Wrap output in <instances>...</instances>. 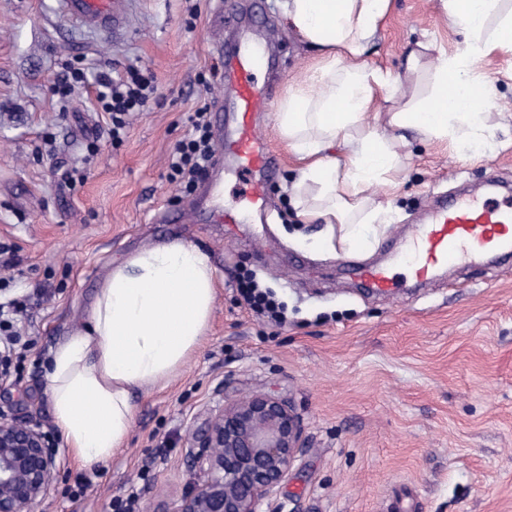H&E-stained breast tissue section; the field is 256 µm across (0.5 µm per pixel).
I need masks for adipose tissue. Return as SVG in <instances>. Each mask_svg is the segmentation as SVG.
Listing matches in <instances>:
<instances>
[{
  "instance_id": "ef3b65f1",
  "label": "adipose tissue",
  "mask_w": 512,
  "mask_h": 512,
  "mask_svg": "<svg viewBox=\"0 0 512 512\" xmlns=\"http://www.w3.org/2000/svg\"><path fill=\"white\" fill-rule=\"evenodd\" d=\"M439 2L445 20L462 26V47L436 49L424 61L410 52L398 75L364 60L392 0H277L285 25L318 54L274 115L299 162L288 203L296 223L327 225L342 248L390 223V207L375 196L396 186L411 137L467 157L494 136L482 110L492 88L479 65L493 53H512V10H503L502 0ZM423 70L431 75L427 96L394 101L395 87ZM384 102L390 111H381ZM216 280L209 255L192 243L138 248L111 265L82 325L50 349L45 383L53 423L82 467H99L120 452L137 393L167 382L199 350Z\"/></svg>"
}]
</instances>
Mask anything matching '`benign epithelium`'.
Masks as SVG:
<instances>
[{
  "label": "benign epithelium",
  "mask_w": 512,
  "mask_h": 512,
  "mask_svg": "<svg viewBox=\"0 0 512 512\" xmlns=\"http://www.w3.org/2000/svg\"><path fill=\"white\" fill-rule=\"evenodd\" d=\"M199 418L188 442L199 478L162 512H282L269 507L303 447L291 404L257 393L221 400ZM60 463L58 443L39 422L0 415V512H37Z\"/></svg>",
  "instance_id": "obj_1"
}]
</instances>
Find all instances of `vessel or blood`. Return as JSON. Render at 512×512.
Wrapping results in <instances>:
<instances>
[{
	"mask_svg": "<svg viewBox=\"0 0 512 512\" xmlns=\"http://www.w3.org/2000/svg\"><path fill=\"white\" fill-rule=\"evenodd\" d=\"M72 23L123 33L134 0H57ZM215 40L221 58V94L216 112L232 111V128H217L214 165L237 174L242 193L251 207L264 211L267 184L279 163L257 125L259 114L272 109V88L259 84V73L269 71L272 59L257 42L235 41L230 30L217 29ZM431 217L414 233L413 249L400 255L407 275L427 282L445 268L463 267L488 255H512V194L481 200H445L430 205ZM355 275L368 288L384 295L398 292L400 283L391 266L366 265Z\"/></svg>",
	"mask_w": 512,
	"mask_h": 512,
	"instance_id": "b4317fda",
	"label": "vessel or blood"
}]
</instances>
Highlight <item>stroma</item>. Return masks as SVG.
<instances>
[{
  "mask_svg": "<svg viewBox=\"0 0 512 512\" xmlns=\"http://www.w3.org/2000/svg\"><path fill=\"white\" fill-rule=\"evenodd\" d=\"M252 12L270 37L275 69L260 74L282 98L316 54L287 29L275 0H135L126 33L112 37L69 23L55 0H0V244L16 264L0 269V305L32 336L17 377L0 385V414L55 433L45 393L46 354L82 323L111 262L148 244L182 239L217 269L206 339L165 387L140 393L125 448L88 470L71 457L38 512H161L192 473L193 418L221 398L269 392L303 422L304 455L278 496L287 512H512V261L444 271L435 284L396 296L358 288L347 268L396 264L394 252L424 223L431 197L488 177L512 180V54L484 59L494 87L491 147L460 158L438 142L413 141L390 197L391 224L368 248L323 247L327 227L295 224L282 189L298 167L266 116L281 157L265 212L244 210L235 178L209 172L194 192L168 177L188 116L217 88L199 84L218 61V14ZM464 39L438 0H392L370 66L403 72L417 43L455 49ZM82 58L88 82L126 66L151 69L157 101L129 118L121 145L93 94L71 109L52 86L63 63ZM97 143L90 153L89 143ZM235 215L220 223L221 211ZM186 223H178V216ZM251 273L283 304L277 324L241 303ZM80 489L78 498L63 487Z\"/></svg>",
  "mask_w": 512,
  "mask_h": 512,
  "instance_id": "35a3bbf8",
  "label": "stroma"
}]
</instances>
